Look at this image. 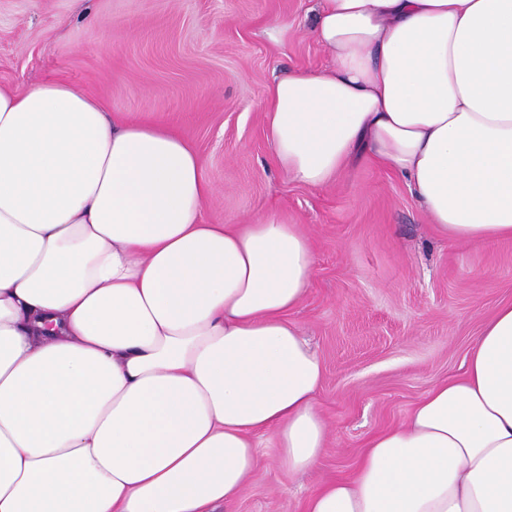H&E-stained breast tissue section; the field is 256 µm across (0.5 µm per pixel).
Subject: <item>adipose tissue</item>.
Returning <instances> with one entry per match:
<instances>
[{"label": "adipose tissue", "instance_id": "adipose-tissue-1", "mask_svg": "<svg viewBox=\"0 0 512 512\" xmlns=\"http://www.w3.org/2000/svg\"><path fill=\"white\" fill-rule=\"evenodd\" d=\"M312 33L327 66L268 89L276 166H388L442 235L512 239V0H318ZM211 192L174 129L0 86V512H213L256 436L292 473L321 456L311 240L205 223ZM305 512H512V301Z\"/></svg>", "mask_w": 512, "mask_h": 512}]
</instances>
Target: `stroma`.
Instances as JSON below:
<instances>
[{
    "label": "stroma",
    "instance_id": "obj_1",
    "mask_svg": "<svg viewBox=\"0 0 512 512\" xmlns=\"http://www.w3.org/2000/svg\"><path fill=\"white\" fill-rule=\"evenodd\" d=\"M314 0H0V85L64 80L107 112L167 124L195 147L209 224L274 213L310 236L316 267L293 318L319 352L326 448L294 474L257 438L254 480L216 512H304L324 483L351 478L368 438L403 423L457 372L486 317L512 301V240L439 234L392 168L361 160L309 188L275 165L268 85L322 68ZM277 20L293 30L272 44Z\"/></svg>",
    "mask_w": 512,
    "mask_h": 512
}]
</instances>
